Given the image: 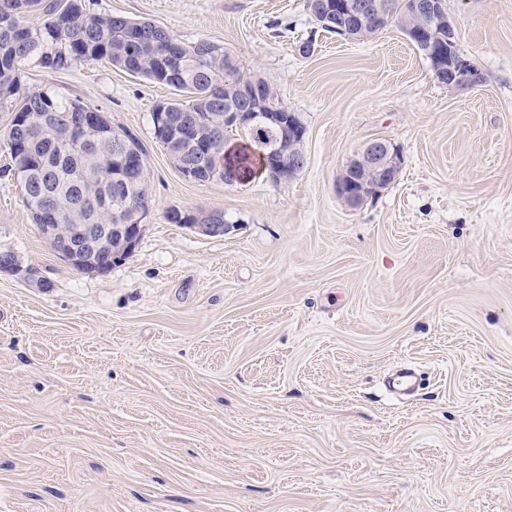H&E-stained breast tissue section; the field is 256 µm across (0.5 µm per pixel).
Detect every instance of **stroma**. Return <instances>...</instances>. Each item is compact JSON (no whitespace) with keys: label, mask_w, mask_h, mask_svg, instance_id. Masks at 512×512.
Returning a JSON list of instances; mask_svg holds the SVG:
<instances>
[{"label":"stroma","mask_w":512,"mask_h":512,"mask_svg":"<svg viewBox=\"0 0 512 512\" xmlns=\"http://www.w3.org/2000/svg\"><path fill=\"white\" fill-rule=\"evenodd\" d=\"M83 2L223 44L299 117L306 163L188 180L153 136L172 88L24 66L137 138L151 208L123 263L73 270L3 173L0 112V251L21 268L0 272V512H512V0H447L483 77L464 91L398 27L351 42L307 0ZM375 137L399 178L347 207L336 179ZM405 366L416 392L389 391ZM182 214H185V217H192L193 220L189 221L188 224H185L187 228L192 231L208 237H217L223 236L228 233L230 230V225L221 224L222 218L221 213L216 210H212L209 212H188L180 209H171L168 211L167 216L169 219L174 221H180L184 223L180 217Z\"/></svg>","instance_id":"stroma-1"}]
</instances>
